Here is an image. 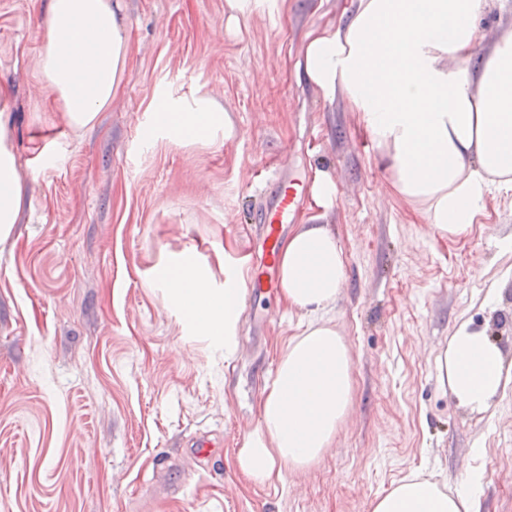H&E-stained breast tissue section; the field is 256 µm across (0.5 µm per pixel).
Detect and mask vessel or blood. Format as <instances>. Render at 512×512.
<instances>
[{"label":"vessel or blood","mask_w":512,"mask_h":512,"mask_svg":"<svg viewBox=\"0 0 512 512\" xmlns=\"http://www.w3.org/2000/svg\"><path fill=\"white\" fill-rule=\"evenodd\" d=\"M308 188L297 178L274 181V188L255 220L260 226L261 257L253 264L246 282L248 303H255L278 287V246L283 228L293 221Z\"/></svg>","instance_id":"1"}]
</instances>
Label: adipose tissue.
Here are the masks:
<instances>
[{
    "label": "adipose tissue",
    "mask_w": 512,
    "mask_h": 512,
    "mask_svg": "<svg viewBox=\"0 0 512 512\" xmlns=\"http://www.w3.org/2000/svg\"><path fill=\"white\" fill-rule=\"evenodd\" d=\"M486 0H353L349 20L308 31L302 70L326 99L343 96L386 162L396 196L441 235L472 226L491 188L512 189V36L477 54L475 21ZM127 35L110 0H49L42 80L57 92L71 126L91 125L119 88ZM22 185L0 119V235L16 222ZM280 299L308 320L281 353L259 400V422L237 455L255 482L304 469L331 448L352 400L349 347L323 318L346 284L347 261L328 224H303L280 244ZM240 267H225L224 290L206 288L182 266L172 281L203 335L238 345ZM439 379L483 412L512 377L500 348L460 324L437 356ZM369 512H474L466 488L444 490L409 475L376 496Z\"/></svg>",
    "instance_id": "obj_1"
}]
</instances>
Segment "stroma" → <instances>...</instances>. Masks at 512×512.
Segmentation results:
<instances>
[{"label":"stroma","instance_id":"obj_1","mask_svg":"<svg viewBox=\"0 0 512 512\" xmlns=\"http://www.w3.org/2000/svg\"><path fill=\"white\" fill-rule=\"evenodd\" d=\"M45 2L0 0V99L25 186L0 241V512H369L413 472L512 512V390L474 412L436 370L463 322L512 361V190L492 189L456 238L391 192L359 114L296 68L306 32L351 0L262 6L234 33L224 0H116L126 68L84 129L39 76ZM161 106L226 122L145 138ZM318 169L338 189L326 221L347 283L327 318L352 353L351 410L309 470L258 484L236 454L303 314L274 297L243 311L228 360L170 277L191 264L223 290L225 258L250 255L262 178ZM199 436L219 469L188 448Z\"/></svg>","mask_w":512,"mask_h":512}]
</instances>
